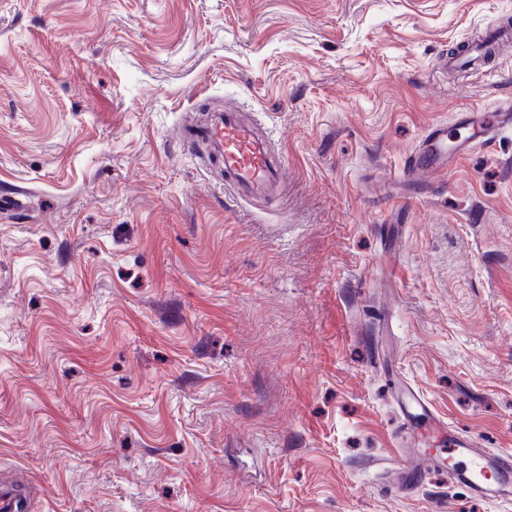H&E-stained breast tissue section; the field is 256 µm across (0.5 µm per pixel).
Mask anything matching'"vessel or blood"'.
<instances>
[{
	"label": "vessel or blood",
	"mask_w": 512,
	"mask_h": 512,
	"mask_svg": "<svg viewBox=\"0 0 512 512\" xmlns=\"http://www.w3.org/2000/svg\"><path fill=\"white\" fill-rule=\"evenodd\" d=\"M512 38V23L501 20L469 39L463 50L445 55L441 63L448 70L476 75L490 71L482 53L487 44ZM512 128V105L493 109L474 108L461 113L453 126L433 124L398 183L413 179L416 171L428 169L444 174L449 156H462L475 145L493 144L502 130ZM218 156L224 174V187L236 198L273 199L283 189L285 157L273 151L256 120L244 118L241 109L228 108L200 133ZM417 412L406 413V428L443 437L446 446L433 462L438 469L453 468L458 478L479 497L496 498L512 490V452L496 455L475 448L472 440L458 436L434 413L423 398H416Z\"/></svg>",
	"instance_id": "vessel-or-blood-1"
}]
</instances>
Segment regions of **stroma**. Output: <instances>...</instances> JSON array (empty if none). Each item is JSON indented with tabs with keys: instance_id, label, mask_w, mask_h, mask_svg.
Segmentation results:
<instances>
[{
	"instance_id": "obj_1",
	"label": "stroma",
	"mask_w": 512,
	"mask_h": 512,
	"mask_svg": "<svg viewBox=\"0 0 512 512\" xmlns=\"http://www.w3.org/2000/svg\"><path fill=\"white\" fill-rule=\"evenodd\" d=\"M512 0H0V483L28 512H512L400 491L403 385L512 449V132L401 202L427 127L512 101L442 53ZM243 107L281 197L185 121Z\"/></svg>"
}]
</instances>
